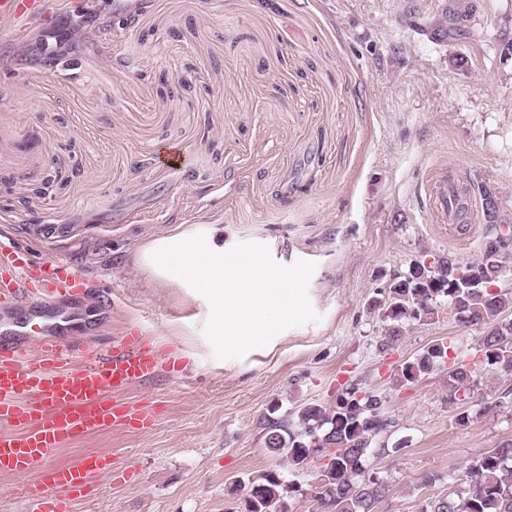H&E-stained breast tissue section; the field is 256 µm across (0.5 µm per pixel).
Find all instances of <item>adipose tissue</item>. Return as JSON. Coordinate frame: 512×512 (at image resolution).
Segmentation results:
<instances>
[{
  "mask_svg": "<svg viewBox=\"0 0 512 512\" xmlns=\"http://www.w3.org/2000/svg\"><path fill=\"white\" fill-rule=\"evenodd\" d=\"M138 261L158 280L203 289L214 334L227 347L243 349L262 341L273 321L287 322L293 314L282 272L225 264L222 225L157 239L140 251Z\"/></svg>",
  "mask_w": 512,
  "mask_h": 512,
  "instance_id": "ef3b65f1",
  "label": "adipose tissue"
}]
</instances>
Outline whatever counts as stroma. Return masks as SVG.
<instances>
[{"mask_svg":"<svg viewBox=\"0 0 512 512\" xmlns=\"http://www.w3.org/2000/svg\"><path fill=\"white\" fill-rule=\"evenodd\" d=\"M409 2L46 0L37 21H0V244L80 274L87 309L112 291L110 320L85 322L98 350L137 324L186 367L128 390L162 405L152 428L52 452L65 464L109 448L126 472L76 512H237L249 478L288 470L265 446L269 415L333 405L350 382L383 397L384 441L403 445L370 461L390 486L376 512H420L475 452L512 442V376L484 375L464 401L443 371L392 382L428 345L474 353L475 327L442 311L384 351L368 311L412 260L483 256L488 225L430 223L428 169L489 178L512 210V58L496 47L512 0H477L440 45ZM87 11L104 27L77 52L52 67L30 53ZM207 224L223 225L228 257L289 277L295 318L245 352L213 341L202 292L134 262L154 238Z\"/></svg>","mask_w":512,"mask_h":512,"instance_id":"obj_1","label":"stroma"}]
</instances>
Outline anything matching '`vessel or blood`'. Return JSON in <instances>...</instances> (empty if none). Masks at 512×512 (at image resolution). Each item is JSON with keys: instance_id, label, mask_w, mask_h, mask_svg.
<instances>
[{"instance_id": "vessel-or-blood-1", "label": "vessel or blood", "mask_w": 512, "mask_h": 512, "mask_svg": "<svg viewBox=\"0 0 512 512\" xmlns=\"http://www.w3.org/2000/svg\"><path fill=\"white\" fill-rule=\"evenodd\" d=\"M43 12L41 0H0L5 21ZM422 189L435 223H457L461 189L454 174L429 170ZM36 284L58 305L34 321L15 318ZM87 292L82 279L57 263L35 268L18 256L0 261V475L21 478L19 493L31 512H73L74 502L97 495L101 477L121 475L111 452L54 465L48 461L54 448L110 427L148 429L159 415L156 402L125 397L161 366L139 328H122L100 359L78 338Z\"/></svg>"}]
</instances>
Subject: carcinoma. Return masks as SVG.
I'll list each match as a JSON object with an SVG mask.
<instances>
[{"label":"carcinoma","mask_w":512,"mask_h":512,"mask_svg":"<svg viewBox=\"0 0 512 512\" xmlns=\"http://www.w3.org/2000/svg\"><path fill=\"white\" fill-rule=\"evenodd\" d=\"M511 267L512 247L469 263L450 254L436 272L443 287L408 269L373 301L371 310L385 324L384 348L401 339L405 326L426 322L445 304L456 309L459 322L480 330L476 359L467 362L457 354L449 367L448 347L433 344L400 365L395 385L446 370L452 394L468 397L478 375L512 372V295L495 289ZM357 393L358 388L347 387L331 407L306 404L291 412L294 420L288 424L273 419L268 423L266 448L287 461L289 472L306 474L313 462L326 461L311 485L325 512H376L389 485L369 472L368 460L403 449L400 444L391 449L379 446V437L389 427L383 418V398L366 391L359 399ZM448 483L451 490L427 498L421 512H512V443L480 450L464 470L448 476ZM304 491L301 483L268 471L249 480L244 512H288L287 501Z\"/></svg>","instance_id":"carcinoma-1"}]
</instances>
